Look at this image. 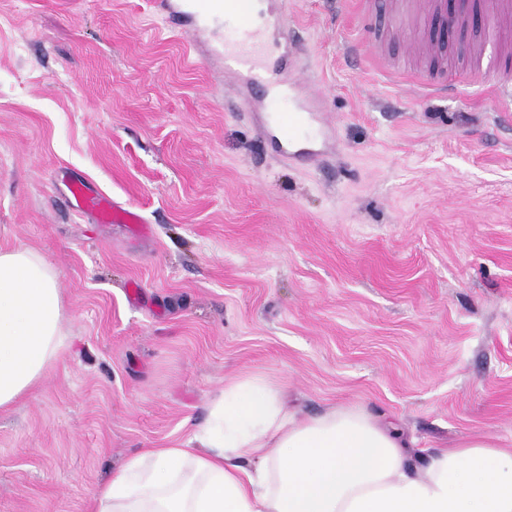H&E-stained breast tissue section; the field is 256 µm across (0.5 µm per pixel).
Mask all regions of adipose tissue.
<instances>
[{"mask_svg": "<svg viewBox=\"0 0 512 512\" xmlns=\"http://www.w3.org/2000/svg\"><path fill=\"white\" fill-rule=\"evenodd\" d=\"M59 273L40 251L0 249V410L66 346ZM195 438L129 456L90 512H512V448L463 437L411 451L363 409L296 417L260 374L225 383Z\"/></svg>", "mask_w": 512, "mask_h": 512, "instance_id": "ef3b65f1", "label": "adipose tissue"}]
</instances>
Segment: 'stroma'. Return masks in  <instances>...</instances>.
Listing matches in <instances>:
<instances>
[{
  "mask_svg": "<svg viewBox=\"0 0 512 512\" xmlns=\"http://www.w3.org/2000/svg\"><path fill=\"white\" fill-rule=\"evenodd\" d=\"M357 3L288 0L293 69L336 129L308 163L154 0H0V248L56 266L68 333L0 413V512H88L250 373L302 416L352 406L421 448L512 444V112L455 51L456 92L420 88L413 18L376 59ZM70 179L148 232L79 212Z\"/></svg>",
  "mask_w": 512,
  "mask_h": 512,
  "instance_id": "35a3bbf8",
  "label": "stroma"
}]
</instances>
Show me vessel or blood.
<instances>
[{"label": "vessel or blood", "instance_id": "1", "mask_svg": "<svg viewBox=\"0 0 512 512\" xmlns=\"http://www.w3.org/2000/svg\"><path fill=\"white\" fill-rule=\"evenodd\" d=\"M167 26L180 30L183 14L196 17L191 27L194 40L209 42L215 32L223 38L216 52L224 61V76L244 96H259L276 142L285 154L314 135V97L296 80L290 67L293 34L284 24V0H158ZM403 10L420 14L426 27L415 52L431 57L436 75L434 87L445 90L442 52L448 42L458 41L476 24L489 26L499 40L500 65L512 62V0H404ZM70 197L76 206L103 224H129L134 230L145 220L134 208L116 204L109 196L91 192L82 182L71 181Z\"/></svg>", "mask_w": 512, "mask_h": 512}]
</instances>
